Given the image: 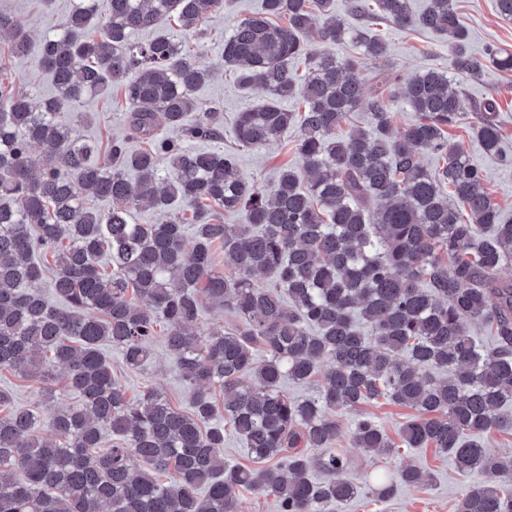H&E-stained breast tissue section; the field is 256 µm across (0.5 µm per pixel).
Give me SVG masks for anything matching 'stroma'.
<instances>
[{
    "instance_id": "stroma-1",
    "label": "stroma",
    "mask_w": 512,
    "mask_h": 512,
    "mask_svg": "<svg viewBox=\"0 0 512 512\" xmlns=\"http://www.w3.org/2000/svg\"><path fill=\"white\" fill-rule=\"evenodd\" d=\"M73 6V0H0V15L11 16L25 22L34 40L54 35L61 29ZM455 7L469 30V47L481 53L494 45L512 51V19H504L497 11L495 0H455ZM262 0H224V6L213 12L199 25L197 31L184 30L176 20L166 22V30L178 43L199 42L205 51L200 58L213 75L195 93L198 101L207 106L221 108L224 115L223 139L209 142L212 150L234 151L242 176L267 187L272 184L283 166L298 162L292 147L299 134L290 128L278 141L259 148H242L233 139V125L237 113L256 107L263 94L239 86L233 72L224 68L221 58L225 35L241 19L260 12ZM377 34L388 43L391 58L397 71L409 75L428 68H447L448 42L444 36L430 30H410L381 23ZM8 31L0 29V84L24 90L35 98L52 95L54 86L50 75L39 65L33 55L11 56ZM455 86L465 97L479 101L488 97L498 101L497 121L501 129V153L484 154L473 136L469 124L450 127L448 138L461 144L471 160L485 174L484 187L502 208L505 216L512 217V71L494 72L484 79L475 80L456 75ZM63 121L73 127L77 135L96 142L99 146L129 134V114L118 106L114 96L86 98L78 111L66 112ZM102 350L112 365V372L125 387L129 400H137L148 388L160 389L171 404L181 411H190L193 401L191 388L182 380L176 360L167 352L162 342L152 346L150 359L136 369L127 368L119 350L103 345ZM0 387L9 389L12 404L35 411H45L50 402L77 404V394L66 386L65 379H58L53 396H46L41 384L14 372H0ZM336 417L343 431L335 444L338 453L348 460L347 479L358 487L356 498L342 506L339 512H456L462 494L480 482L477 474L459 473L447 454L434 448H404L399 453L378 457L354 448L349 432L355 415L350 411L337 412ZM412 465L425 474V482L417 487L397 486L393 497L378 500L371 488L376 475L393 472Z\"/></svg>"
}]
</instances>
